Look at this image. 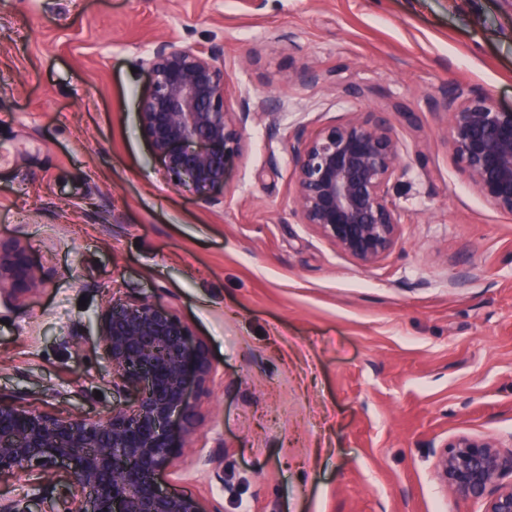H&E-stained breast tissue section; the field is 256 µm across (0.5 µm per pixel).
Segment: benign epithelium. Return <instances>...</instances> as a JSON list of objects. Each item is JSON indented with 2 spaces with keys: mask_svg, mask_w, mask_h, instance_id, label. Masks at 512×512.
I'll use <instances>...</instances> for the list:
<instances>
[{
  "mask_svg": "<svg viewBox=\"0 0 512 512\" xmlns=\"http://www.w3.org/2000/svg\"><path fill=\"white\" fill-rule=\"evenodd\" d=\"M140 101L143 136L170 180L208 203L224 187L228 159L240 154L249 121L277 119L266 100L234 107L229 76L215 50L157 40ZM448 150L475 192L512 214V109L456 84L446 95ZM295 190L291 215L363 268L385 259L404 221L391 200L403 175V143L382 118L356 113L312 130L288 132ZM26 248L0 242V295L40 287ZM98 332L112 366V389L135 392L104 417L56 416L0 401V475L38 472L60 512H205L189 495L167 492L158 477L193 418L192 391L211 374L204 345L169 308L147 298L106 308ZM435 476L447 492L479 501L481 512H512V442L461 434L439 449ZM83 507L73 510L75 502Z\"/></svg>",
  "mask_w": 512,
  "mask_h": 512,
  "instance_id": "benign-epithelium-1",
  "label": "benign epithelium"
}]
</instances>
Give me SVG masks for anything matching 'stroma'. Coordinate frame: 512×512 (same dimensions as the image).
I'll return each mask as SVG.
<instances>
[{
  "instance_id": "35a3bbf8",
  "label": "stroma",
  "mask_w": 512,
  "mask_h": 512,
  "mask_svg": "<svg viewBox=\"0 0 512 512\" xmlns=\"http://www.w3.org/2000/svg\"><path fill=\"white\" fill-rule=\"evenodd\" d=\"M165 37L219 49L236 99L281 103L279 129L386 113L404 145L393 252L363 268L295 222L264 116L223 203L172 185L138 117ZM307 69L325 81L291 80ZM457 83L512 108V0H0V240L43 279L0 301V400L90 418L127 403L96 323L147 297L212 365L163 488L205 512H479L438 485L433 452L512 438V214L448 149ZM0 497L57 510L28 475Z\"/></svg>"
}]
</instances>
